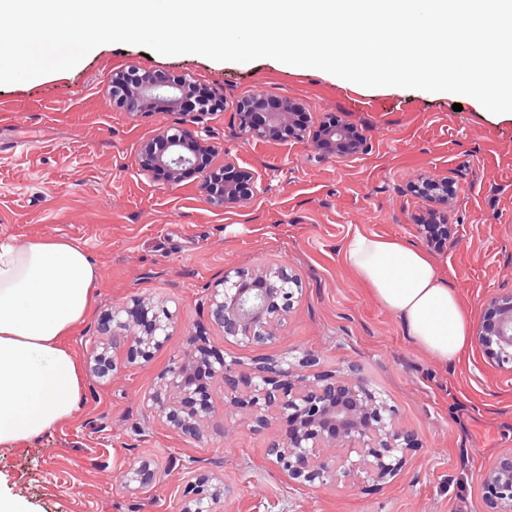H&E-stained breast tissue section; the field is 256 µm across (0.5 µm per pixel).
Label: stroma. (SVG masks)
Returning a JSON list of instances; mask_svg holds the SVG:
<instances>
[{
  "label": "stroma",
  "mask_w": 512,
  "mask_h": 512,
  "mask_svg": "<svg viewBox=\"0 0 512 512\" xmlns=\"http://www.w3.org/2000/svg\"><path fill=\"white\" fill-rule=\"evenodd\" d=\"M131 67L214 89L222 106L199 114L160 102L127 114L107 91L113 73ZM254 93L295 99L305 141L239 138L236 104ZM331 120L356 128L367 152L316 160L313 142ZM164 125L227 150L260 176L264 193L221 211L198 193L197 174L173 188L138 175L141 144ZM442 174L453 177L457 200L451 235L436 246L419 228L430 205L414 186ZM357 234L426 251L477 325L491 294L512 292V113L447 92L366 88L271 58L219 62L121 43L97 46L71 70L0 85V237H63L98 269L94 306L67 339L84 370L78 408L36 439L0 445V492L26 512H179L191 467L223 482L222 512H486L481 479L512 449V376L472 345L449 365L420 348L348 266L343 247ZM255 265L283 266L302 295L278 342L245 347L212 323L207 294L225 267ZM133 296L165 301L178 321L163 350L100 382L85 338ZM199 332L215 354L250 363L312 350L322 370L356 367L417 448L392 482L296 489L267 464L265 433L225 437L219 386L204 442H186L149 418L141 397ZM145 461L164 470L162 481L127 484L126 469Z\"/></svg>",
  "instance_id": "35a3bbf8"
}]
</instances>
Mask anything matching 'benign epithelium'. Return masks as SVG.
Here are the masks:
<instances>
[{
  "instance_id": "obj_1",
  "label": "benign epithelium",
  "mask_w": 512,
  "mask_h": 512,
  "mask_svg": "<svg viewBox=\"0 0 512 512\" xmlns=\"http://www.w3.org/2000/svg\"><path fill=\"white\" fill-rule=\"evenodd\" d=\"M112 102L129 113H139L158 101L180 112H212L214 90L201 91L187 81H171L150 71L131 70L112 76ZM298 103L256 93L236 107L238 131L245 140L301 141L304 130L296 119ZM318 159L346 160L366 152L365 139L347 124L326 129L314 145ZM218 147L188 129L161 127L140 149L137 171L146 177L161 173L170 186L184 174L199 175V189L217 209L244 207L263 192L257 176L237 169L229 153L217 169L210 163ZM426 200L450 208L456 198L455 181L448 176L425 178L418 187ZM301 289L277 266L248 269L229 267L212 289L208 307L224 339L243 346L266 345L280 338ZM178 314L155 308L150 299L134 297L102 319L100 333L121 335L127 343L125 362L150 359L164 347ZM474 339L489 363L512 374V293L494 295L474 332ZM91 371L107 380L117 371L116 358L88 338ZM319 359L306 351L260 365L238 358L214 356L207 344L195 339L180 354L169 358L158 385L143 396L153 418L194 442H202L204 424L215 406L208 387L224 384L227 412L240 414L251 431L274 429L267 456L297 486L355 485L365 479L388 482L400 471L415 435L395 422V410L350 369L338 374L318 370ZM195 496L183 501L180 512H218L224 488L187 468ZM126 483L149 487L161 472L149 462L130 467ZM487 512H512V449L490 466L481 484Z\"/></svg>"
}]
</instances>
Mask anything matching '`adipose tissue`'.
Wrapping results in <instances>:
<instances>
[{"instance_id": "obj_1", "label": "adipose tissue", "mask_w": 512, "mask_h": 512, "mask_svg": "<svg viewBox=\"0 0 512 512\" xmlns=\"http://www.w3.org/2000/svg\"><path fill=\"white\" fill-rule=\"evenodd\" d=\"M357 277L443 363L468 346L467 314L423 250L355 235L344 247ZM98 270L58 237L0 240V444L39 437L77 410L82 371L66 340L91 311Z\"/></svg>"}]
</instances>
